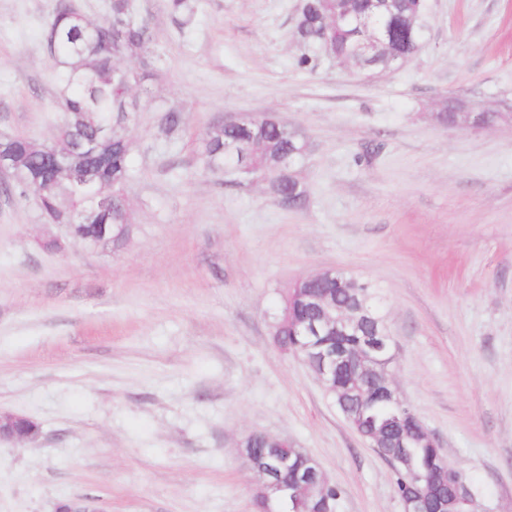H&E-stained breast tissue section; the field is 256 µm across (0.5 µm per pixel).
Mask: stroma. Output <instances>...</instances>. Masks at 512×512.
Here are the masks:
<instances>
[{
    "label": "stroma",
    "instance_id": "obj_1",
    "mask_svg": "<svg viewBox=\"0 0 512 512\" xmlns=\"http://www.w3.org/2000/svg\"><path fill=\"white\" fill-rule=\"evenodd\" d=\"M298 0H132L161 58L127 122L134 217L120 250L48 252L34 198L0 194V512H257L239 447L283 437L339 487L338 512H404L389 464L274 342L282 298L325 269L370 285L402 398L476 490L512 512V0H425L424 39L370 77L295 67ZM55 0H0V133L51 141ZM501 113L437 121L446 99ZM182 113L159 134V110ZM269 115L305 136L299 208L203 169L207 125ZM27 417L20 414L0 413V441H35L40 436V428L31 431L27 427Z\"/></svg>",
    "mask_w": 512,
    "mask_h": 512
}]
</instances>
